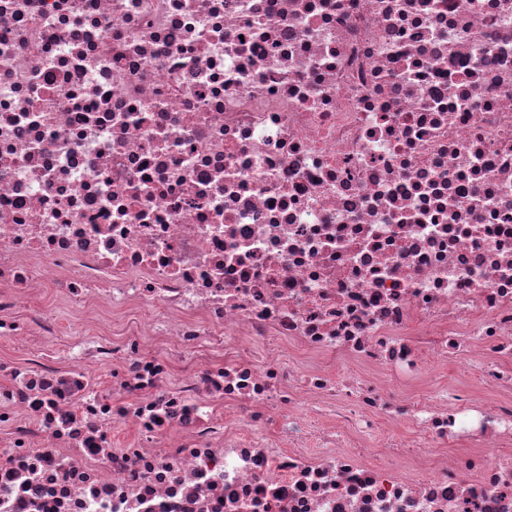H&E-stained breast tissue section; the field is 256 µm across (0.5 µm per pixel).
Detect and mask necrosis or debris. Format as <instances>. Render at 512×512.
<instances>
[{"mask_svg":"<svg viewBox=\"0 0 512 512\" xmlns=\"http://www.w3.org/2000/svg\"><path fill=\"white\" fill-rule=\"evenodd\" d=\"M0 339V512H512V0H0Z\"/></svg>","mask_w":512,"mask_h":512,"instance_id":"4bbe7bcc","label":"necrosis or debris"}]
</instances>
